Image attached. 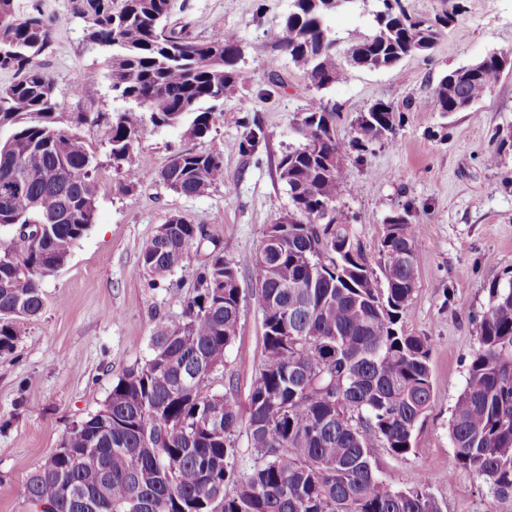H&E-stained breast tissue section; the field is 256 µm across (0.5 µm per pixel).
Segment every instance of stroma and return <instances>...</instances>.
<instances>
[{"instance_id": "35a3bbf8", "label": "stroma", "mask_w": 512, "mask_h": 512, "mask_svg": "<svg viewBox=\"0 0 512 512\" xmlns=\"http://www.w3.org/2000/svg\"><path fill=\"white\" fill-rule=\"evenodd\" d=\"M462 10L426 54L384 70L349 69L344 81L317 91L269 39L291 0H176L172 24L204 40L235 32L243 49L241 80L218 109L210 133L193 139L184 127H163L133 154L143 173L132 191L109 158L116 107L107 52L85 39L88 20L75 0H16L38 5L51 42L37 59L54 83L57 126H79L95 149V222L68 262L42 281L40 315L18 324L12 353L0 355V512H28L29 476L61 446L69 430L100 410L113 385L149 355L157 321L183 320L197 276L211 252L238 271L243 301L237 336L215 389L232 390L247 409L262 359V315L253 295L256 253L267 226L291 209L277 165L297 147L298 116L319 100L335 106L336 137L348 150L343 176L349 194L336 203L369 261L390 217L416 225L418 281L401 325L427 337L434 399L403 458L375 449L378 473L391 486L408 485L422 470L438 472L432 487L446 512H512V496L493 497L483 481L455 464L449 436L453 406L479 346L475 317L488 304L491 283L512 276V73L464 112L424 108L440 78L491 52H512V0H459ZM99 78L88 96L87 73ZM378 102L393 105L392 134L352 148L359 122ZM259 119L265 132L255 151L237 144ZM218 153L224 182L190 198L159 179L175 151ZM204 226L211 238L162 278L148 276L140 249L170 214Z\"/></svg>"}]
</instances>
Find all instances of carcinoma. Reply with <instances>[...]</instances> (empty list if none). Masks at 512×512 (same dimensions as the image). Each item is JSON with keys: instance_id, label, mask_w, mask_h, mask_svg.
Returning <instances> with one entry per match:
<instances>
[{"instance_id": "carcinoma-1", "label": "carcinoma", "mask_w": 512, "mask_h": 512, "mask_svg": "<svg viewBox=\"0 0 512 512\" xmlns=\"http://www.w3.org/2000/svg\"><path fill=\"white\" fill-rule=\"evenodd\" d=\"M175 0H77L91 20L90 44L111 45L109 78L126 106L110 117V157L126 191L141 182L132 164L136 144L161 127L189 121L202 138L215 110L239 82L231 31L198 41L167 24ZM338 8L298 0L277 42L311 85L325 90L365 61L378 69L430 51L456 12L412 15L401 0L369 11L370 33L346 49L330 25ZM0 69L17 79L0 87V228L37 224L38 249L22 236L0 238V354L14 349L17 320L39 315L41 281L68 261L97 208L96 152L75 128L54 125V84L35 64L50 45L39 9L20 13L0 0ZM505 55L490 53L446 74L420 106L464 112L489 89ZM36 116L38 121L28 118ZM395 108L376 103L361 119L352 146L395 128ZM303 139L278 164L297 224H272L261 244L275 242L270 262L255 259L263 353L247 416L232 392L213 383L224 368L241 317L237 269L211 256L188 299L185 319L161 320L150 355L112 386L102 409L66 435L61 448L28 479L30 512H445L418 474L394 488L378 474L373 448L403 458L414 449L431 407L430 343L400 322L417 285L415 226L390 218L381 240L377 278L368 262L350 260L360 247L347 224L324 221L350 192L336 157V110L314 102L302 113ZM258 119L238 144L255 150ZM185 197L224 183L219 154L182 150L159 173ZM210 234L169 215L140 250L144 271L161 278ZM479 347L454 404L450 440L455 462L483 479L495 497L512 495V276L489 287L476 321ZM246 429L250 457L237 432Z\"/></svg>"}]
</instances>
